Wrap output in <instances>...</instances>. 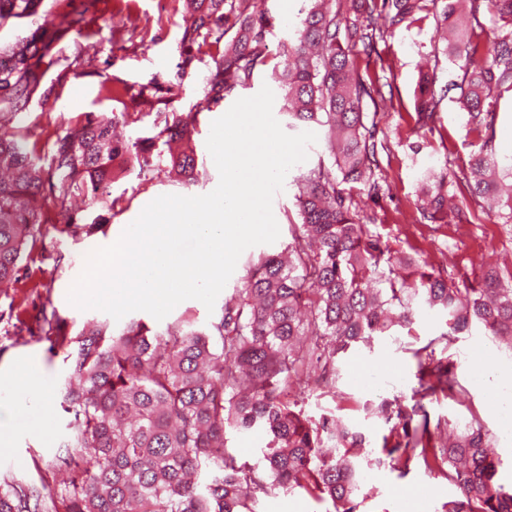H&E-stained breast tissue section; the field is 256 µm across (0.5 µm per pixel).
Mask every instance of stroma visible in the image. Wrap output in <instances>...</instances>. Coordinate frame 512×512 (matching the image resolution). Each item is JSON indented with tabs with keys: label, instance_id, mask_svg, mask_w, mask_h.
<instances>
[{
	"label": "stroma",
	"instance_id": "35a3bbf8",
	"mask_svg": "<svg viewBox=\"0 0 512 512\" xmlns=\"http://www.w3.org/2000/svg\"><path fill=\"white\" fill-rule=\"evenodd\" d=\"M184 4L185 0H44L45 10L57 18L83 12L77 39L81 45H94L95 51L88 65L69 71L67 76H60L58 69L49 70L46 82L54 87L53 97L34 100L17 118V126L42 139L61 120L84 112H157L163 110V103H143L135 97L139 87L153 82L167 89L170 105L178 112L197 111L204 98L202 78L210 59L202 57L183 72L177 67ZM433 35L429 21L396 31L387 42L379 43V54L370 61V71L383 66L392 69L393 103L380 110L389 145L381 161L392 197L376 208L367 200L362 206L375 208L377 221L370 230L396 257L416 267L445 269L450 278L459 281L480 265L512 260V234L497 224H473L475 240L470 250L462 251L455 244L460 234L455 225L419 224L413 219L422 172L443 162L445 152L464 160L475 149L472 136L466 133L467 117L455 103H446L441 118L449 134L447 143L422 137L414 128V91L419 72L433 59ZM197 113L195 181H179L165 171L149 182L132 173L120 177L111 193L122 202L109 212L108 222L100 231L88 238L82 230L61 222L42 225L38 246L25 260L18 281L0 285V371L12 367L17 359L34 356L52 387L48 416H41L34 408L23 413L28 424L46 422V434L21 433L13 438L9 450L0 452V482L31 485L46 494L56 490L70 473L64 462V444L72 433V417L62 410L61 402L71 370L53 337L48 336L47 322L58 321L75 335L87 322L107 320V313L81 310L67 300L90 248L112 244L158 196H198L216 188L219 174L206 139L212 122L222 112ZM445 326L443 314L424 309L413 325L398 326L387 335L374 337L370 346L360 347L340 362L337 397L311 393L302 404L305 413L316 416L334 410L337 417L365 434L370 451H380L389 429L366 415L364 404L380 397L410 398L416 385L411 351ZM446 355L455 362L457 378L470 399L463 405L443 397L428 402L431 423H456L477 414L494 435L493 445L501 460L497 478L500 483L511 484L512 437L502 428V412L491 392L497 371L512 366V354L498 349L494 339L476 326L459 334ZM364 494L362 512H440L454 490L422 469H412L403 476L385 463L371 466Z\"/></svg>",
	"mask_w": 512,
	"mask_h": 512
}]
</instances>
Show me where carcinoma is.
<instances>
[{
  "label": "carcinoma",
  "instance_id": "obj_1",
  "mask_svg": "<svg viewBox=\"0 0 512 512\" xmlns=\"http://www.w3.org/2000/svg\"><path fill=\"white\" fill-rule=\"evenodd\" d=\"M293 35L280 45L282 111L288 129L317 125L331 159L292 177L300 223L289 222L288 257L249 259L243 287L224 298L221 316L198 328L188 317L155 330L131 320L116 330L88 324L71 338L52 327L71 361L62 408L73 416L66 448L74 467L56 497L62 512H255L262 497L297 491L326 512H360L365 435L336 417L299 408L310 390L336 397L338 356L395 326L412 324L415 307L447 316V330L413 350L417 386L410 402L380 398L364 410L389 425L382 453L407 474L418 466L455 488L441 512H512V485L496 480L499 460L482 420L471 415L448 430L431 429L423 402H463L455 364L435 357L473 326L512 350V266L489 265L472 281L434 269L401 272L368 225L376 217L355 195L377 203L389 192L379 153L387 149L380 104L393 102L385 74H362L396 30L434 23L433 66L420 73L415 126L448 133L446 102L467 115L477 150L441 171H423L416 211L423 224L489 221L512 229V154L494 144L499 102L512 93V0H298ZM43 0H0V28L41 18L29 35L0 45V108L23 114L48 70L61 64V44L78 24L42 11ZM179 67L212 59L204 108L220 105L273 58L267 35L277 19L250 10V0H186ZM493 28L487 29L485 17ZM234 35L228 41L229 31ZM457 65L450 78L448 64ZM141 112H94L62 121L47 148L29 133L0 127V284L18 278L42 224L56 216L87 235L106 223L115 172L149 181L169 169L196 179L191 122L174 110L155 115L152 132L113 137L118 122ZM81 194L100 208L92 218L71 211ZM269 435L262 457L242 461L227 448L226 430ZM0 512H30L15 483L0 486Z\"/></svg>",
  "mask_w": 512,
  "mask_h": 512
}]
</instances>
